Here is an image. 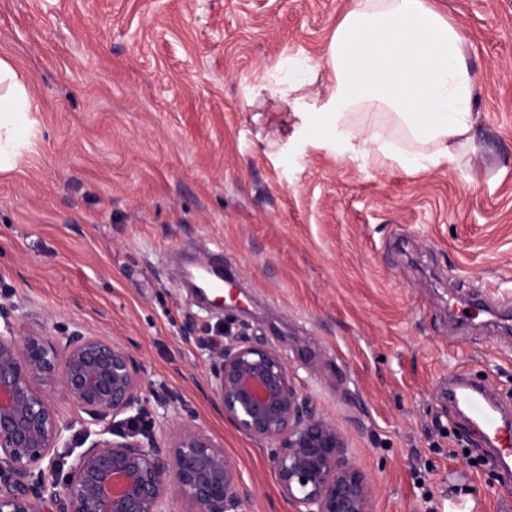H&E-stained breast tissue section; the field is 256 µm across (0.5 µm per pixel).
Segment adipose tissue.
Masks as SVG:
<instances>
[{"instance_id":"adipose-tissue-1","label":"adipose tissue","mask_w":512,"mask_h":512,"mask_svg":"<svg viewBox=\"0 0 512 512\" xmlns=\"http://www.w3.org/2000/svg\"><path fill=\"white\" fill-rule=\"evenodd\" d=\"M322 100L293 103L306 144L376 166L454 170L472 144L478 77L429 0H351L328 43ZM25 72L0 56V173L36 136Z\"/></svg>"}]
</instances>
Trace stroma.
Segmentation results:
<instances>
[{
  "label": "stroma",
  "mask_w": 512,
  "mask_h": 512,
  "mask_svg": "<svg viewBox=\"0 0 512 512\" xmlns=\"http://www.w3.org/2000/svg\"><path fill=\"white\" fill-rule=\"evenodd\" d=\"M348 0H0V56L29 76L39 133L0 174V335L39 323L117 339L157 410L223 442L253 496L287 512L266 444L215 405L210 354L227 332L276 350L344 435L375 512H499L512 477L447 399L490 384L512 409V0H432L480 76L467 172L361 166L300 150L280 95L295 62L321 97ZM219 247L238 301L215 311L170 258ZM73 462L108 416L51 394Z\"/></svg>",
  "instance_id": "35a3bbf8"
}]
</instances>
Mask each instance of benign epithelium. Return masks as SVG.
<instances>
[{"mask_svg": "<svg viewBox=\"0 0 512 512\" xmlns=\"http://www.w3.org/2000/svg\"><path fill=\"white\" fill-rule=\"evenodd\" d=\"M214 401L245 435L268 444L291 512H374L373 488L347 456L336 425L296 388L275 350L235 338L211 361ZM75 408L110 415L123 427L85 436L89 444L56 476L64 427L48 390ZM174 407L180 395L147 396L144 367L120 342L75 332L62 347L38 330L0 335V512H50L47 487L59 488V512H238L252 496L224 445L203 427L176 423L158 440L141 425L150 402Z\"/></svg>", "mask_w": 512, "mask_h": 512, "instance_id": "7a95c632", "label": "benign epithelium"}]
</instances>
